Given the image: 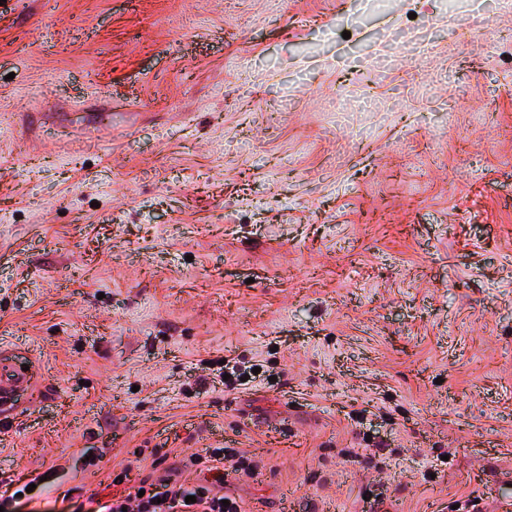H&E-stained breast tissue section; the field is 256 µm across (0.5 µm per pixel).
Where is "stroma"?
<instances>
[{"label":"stroma","mask_w":512,"mask_h":512,"mask_svg":"<svg viewBox=\"0 0 512 512\" xmlns=\"http://www.w3.org/2000/svg\"><path fill=\"white\" fill-rule=\"evenodd\" d=\"M0 124L15 512L225 430L250 512L512 504L504 0H0ZM246 363L249 362H244L239 359L229 357L224 358V364H219V362H217L216 364L221 365L219 366L220 371L217 370L219 371V377L221 378L219 382L232 388H236V386L248 385L250 382H253L251 379H256V375H259V372L258 374H253L252 369L254 367H259L263 365L250 364L249 366H246ZM225 374L230 375L228 381L223 380V376ZM244 376H247V380L241 381V378H244ZM212 382L217 383L215 382V380H213ZM219 382L217 383L218 385ZM35 375L32 369L25 367H0V411L3 412L12 406L11 402L17 392L29 388Z\"/></svg>","instance_id":"35a3bbf8"}]
</instances>
